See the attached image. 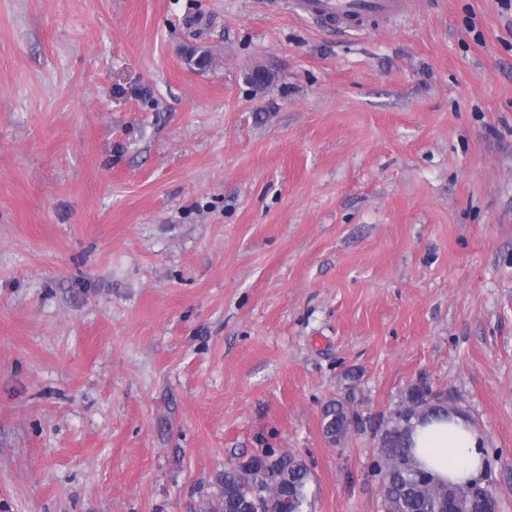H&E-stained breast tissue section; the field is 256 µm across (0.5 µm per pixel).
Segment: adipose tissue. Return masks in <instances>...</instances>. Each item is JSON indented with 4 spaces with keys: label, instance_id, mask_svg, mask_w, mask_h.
Wrapping results in <instances>:
<instances>
[{
    "label": "adipose tissue",
    "instance_id": "1",
    "mask_svg": "<svg viewBox=\"0 0 512 512\" xmlns=\"http://www.w3.org/2000/svg\"><path fill=\"white\" fill-rule=\"evenodd\" d=\"M483 436L463 415L452 412L412 422L410 447L418 464L437 479L463 485L484 472Z\"/></svg>",
    "mask_w": 512,
    "mask_h": 512
}]
</instances>
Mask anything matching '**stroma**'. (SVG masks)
Instances as JSON below:
<instances>
[{"mask_svg": "<svg viewBox=\"0 0 512 512\" xmlns=\"http://www.w3.org/2000/svg\"><path fill=\"white\" fill-rule=\"evenodd\" d=\"M422 382L512 512V10L0 0V512H214L268 448L380 512ZM297 17L330 31H362L380 20L404 14L406 0H292ZM347 405L339 400H330L323 407V431L332 442H340L352 427L351 414Z\"/></svg>", "mask_w": 512, "mask_h": 512, "instance_id": "stroma-1", "label": "stroma"}]
</instances>
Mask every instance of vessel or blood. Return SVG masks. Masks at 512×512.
<instances>
[{
	"label": "vessel or blood",
	"instance_id": "b4317fda",
	"mask_svg": "<svg viewBox=\"0 0 512 512\" xmlns=\"http://www.w3.org/2000/svg\"><path fill=\"white\" fill-rule=\"evenodd\" d=\"M407 9V0H291L294 15L330 31H362Z\"/></svg>",
	"mask_w": 512,
	"mask_h": 512
}]
</instances>
